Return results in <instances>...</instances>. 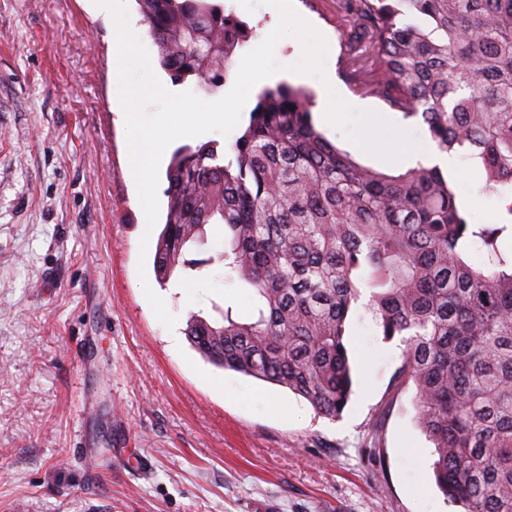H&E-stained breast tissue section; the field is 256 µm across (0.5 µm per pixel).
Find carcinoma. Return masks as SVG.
Returning <instances> with one entry per match:
<instances>
[{
  "instance_id": "1",
  "label": "carcinoma",
  "mask_w": 512,
  "mask_h": 512,
  "mask_svg": "<svg viewBox=\"0 0 512 512\" xmlns=\"http://www.w3.org/2000/svg\"><path fill=\"white\" fill-rule=\"evenodd\" d=\"M173 80L224 85L251 28L212 0H136ZM348 84L421 116L441 153L467 152L502 218L473 224L456 177L358 163L317 130L313 101L262 92L231 157L208 141L167 168L155 270L189 259L222 227L224 273L251 291L238 317H189L185 335L217 367L287 388L329 418L352 395L347 339L363 305L400 338L395 386L413 384L436 486L459 512H512V0H347ZM480 245L487 260L475 264Z\"/></svg>"
}]
</instances>
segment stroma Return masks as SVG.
Instances as JSON below:
<instances>
[{
  "label": "stroma",
  "mask_w": 512,
  "mask_h": 512,
  "mask_svg": "<svg viewBox=\"0 0 512 512\" xmlns=\"http://www.w3.org/2000/svg\"><path fill=\"white\" fill-rule=\"evenodd\" d=\"M222 2L252 30L244 56L268 35L271 8ZM293 5L325 37L337 93L410 146H432L420 119L349 89L342 0ZM113 29L93 0H0V512H456L427 479L432 444L414 390L392 383L400 342L383 339L365 310L352 318L353 394L335 421L183 340L189 316L210 317L213 304L247 316L251 292L226 280L216 235L203 275L157 281ZM296 84L314 92V123L338 148L402 172L325 121L316 77ZM457 174L471 221L493 222L498 197L480 193L469 158ZM147 286L174 327L154 315Z\"/></svg>",
  "instance_id": "stroma-1"
}]
</instances>
